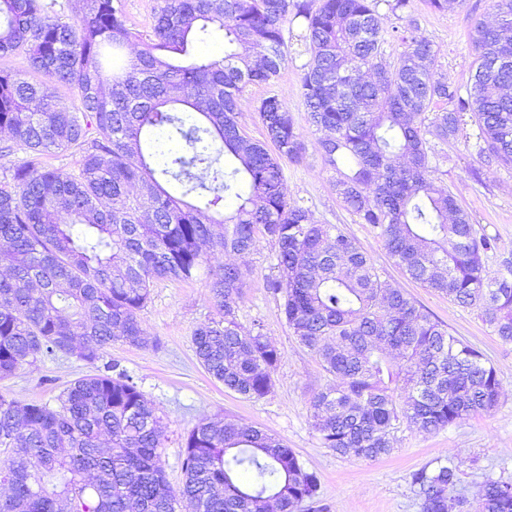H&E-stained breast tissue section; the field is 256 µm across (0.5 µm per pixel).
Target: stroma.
Masks as SVG:
<instances>
[{
  "instance_id": "obj_1",
  "label": "stroma",
  "mask_w": 512,
  "mask_h": 512,
  "mask_svg": "<svg viewBox=\"0 0 512 512\" xmlns=\"http://www.w3.org/2000/svg\"><path fill=\"white\" fill-rule=\"evenodd\" d=\"M409 12L418 23L419 35L432 42L438 70L445 80L466 87L473 59L468 31L476 20L494 21L491 0H463L462 5L441 12L429 9L424 0H410ZM306 60V55L291 54L269 84L246 87L244 109L237 116L241 131L252 139L264 140L255 104L268 94L285 102L304 143L302 161L283 165L289 201L308 208L315 223L338 225L381 269L383 278L443 321L453 336L481 350L502 379L497 406L432 433L401 423L393 454L375 461L342 457L322 447L314 429L313 400L330 378L292 335L278 298L266 288L275 247L265 239L242 256L209 253L192 281L154 282L150 299L139 314L148 345L116 343L105 350L103 359L117 362L160 409L168 436L161 464L173 490H180L184 480V436L201 418L221 417L279 436L317 474L318 499L302 503L298 512H314L319 505L328 512H422L411 475L443 457L453 460L459 469L460 492L476 498L487 479L512 478V343L496 336L477 312L459 307L408 278L388 256L372 228L359 223L337 198L332 175L320 154V135L310 125L301 97ZM442 150L448 156L438 173L442 185L452 188L476 223L496 236L500 253L512 254V169L478 155L474 146L460 141L443 145ZM227 264L249 272L238 301L239 322L248 329L261 326L280 353L274 388L258 400L225 389L203 369L194 352L195 329L218 316L209 298L208 283L213 271ZM93 370V365L74 354L45 359L0 379V394L54 408L58 395L71 381Z\"/></svg>"
}]
</instances>
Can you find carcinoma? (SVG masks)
<instances>
[{"label":"carcinoma","mask_w":512,"mask_h":512,"mask_svg":"<svg viewBox=\"0 0 512 512\" xmlns=\"http://www.w3.org/2000/svg\"><path fill=\"white\" fill-rule=\"evenodd\" d=\"M0 0V58L22 53L33 78L0 68V131L27 157L0 171V377L78 351L95 364L118 340L147 344L139 312L156 280H190L204 249L275 246L268 290L288 328L333 382L314 400L321 444L374 461L406 420L432 432L494 409L502 381L485 355L451 335L335 224L288 202L282 161L303 144L277 96L256 107L267 143L239 129L250 84L287 57L284 24L309 55L303 102L337 196L372 227L409 277L479 312L512 342V257L491 277L497 238L476 227L436 173L476 127L478 154L512 166V0L469 30L466 88L438 72L430 41L406 17L385 63L383 13L409 0H158L151 32L121 0ZM220 34L224 54L200 47ZM77 90L61 108L56 90ZM79 154L50 168L52 151ZM246 273L226 264L209 283L221 319L194 331L195 356L245 399L273 389L280 355L236 308ZM69 383L59 408L0 396V512H176L160 462V410L124 373ZM182 497L195 512H297L319 488L295 451L249 424L203 418L184 439ZM448 459L411 475L423 512H512V479L480 498L453 492Z\"/></svg>","instance_id":"1"}]
</instances>
